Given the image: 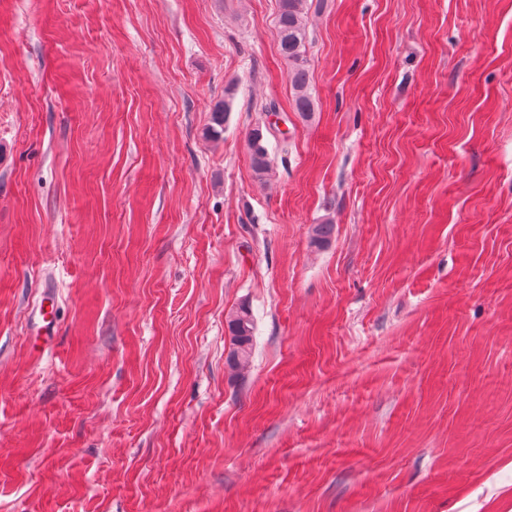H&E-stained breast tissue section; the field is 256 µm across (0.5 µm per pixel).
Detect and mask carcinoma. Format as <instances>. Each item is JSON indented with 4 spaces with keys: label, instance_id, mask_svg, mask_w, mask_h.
Listing matches in <instances>:
<instances>
[{
    "label": "carcinoma",
    "instance_id": "carcinoma-1",
    "mask_svg": "<svg viewBox=\"0 0 512 512\" xmlns=\"http://www.w3.org/2000/svg\"><path fill=\"white\" fill-rule=\"evenodd\" d=\"M306 9L307 0H279L276 21L279 51L290 64L289 77L294 90L295 110L303 114L310 112L312 107L306 57ZM230 112L229 102L224 100L216 104L210 112L209 123L203 129L202 136L206 139L221 136ZM247 145L255 174H267L270 169V157L262 126L256 125L249 130ZM228 329L230 350L227 365L231 370L239 372L247 368L252 353L254 323L248 306L242 305L230 314Z\"/></svg>",
    "mask_w": 512,
    "mask_h": 512
}]
</instances>
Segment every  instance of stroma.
Returning <instances> with one entry per match:
<instances>
[{
    "label": "stroma",
    "mask_w": 512,
    "mask_h": 512,
    "mask_svg": "<svg viewBox=\"0 0 512 512\" xmlns=\"http://www.w3.org/2000/svg\"><path fill=\"white\" fill-rule=\"evenodd\" d=\"M277 11L0 0V512H512V0ZM306 9L307 0H279L276 21L279 51L291 67L289 77L294 90L295 110L302 114L312 109L306 57ZM231 108L229 102L224 101L216 104L211 112L208 125L203 129L202 136L205 139L217 138L224 132V125L228 122ZM247 145L251 167L255 174L258 176L267 174L270 169V157L266 136L261 125H255L249 130ZM227 322L231 345L227 365L232 371L239 372L247 368L252 353L254 323L251 310L242 305L230 314Z\"/></svg>",
    "instance_id": "obj_1"
}]
</instances>
